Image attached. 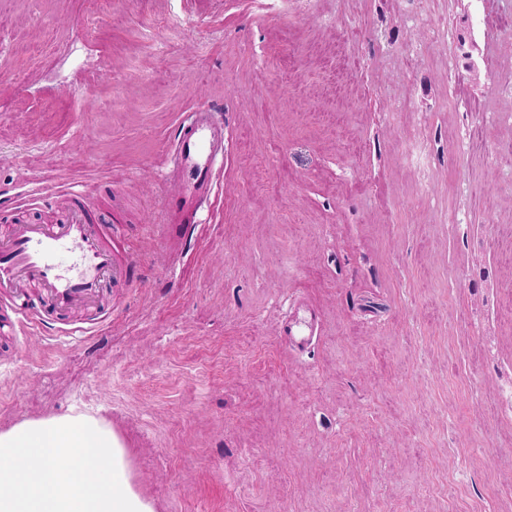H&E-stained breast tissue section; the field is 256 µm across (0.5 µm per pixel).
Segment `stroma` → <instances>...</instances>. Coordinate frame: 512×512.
I'll return each mask as SVG.
<instances>
[{
    "label": "stroma",
    "mask_w": 512,
    "mask_h": 512,
    "mask_svg": "<svg viewBox=\"0 0 512 512\" xmlns=\"http://www.w3.org/2000/svg\"><path fill=\"white\" fill-rule=\"evenodd\" d=\"M73 186L130 277L98 335H0V430L111 424L155 512H512V0H11L0 203ZM211 112H193L182 123L176 141V151L182 166V188L178 196H168L163 203L164 224H170L182 236L191 233L197 220L184 216L193 211L196 200L211 196L214 190L212 170L218 159L224 160V127L209 119Z\"/></svg>",
    "instance_id": "35a3bbf8"
}]
</instances>
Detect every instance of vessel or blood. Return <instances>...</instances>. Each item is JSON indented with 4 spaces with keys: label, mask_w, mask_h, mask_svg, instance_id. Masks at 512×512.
I'll return each instance as SVG.
<instances>
[{
    "label": "vessel or blood",
    "mask_w": 512,
    "mask_h": 512,
    "mask_svg": "<svg viewBox=\"0 0 512 512\" xmlns=\"http://www.w3.org/2000/svg\"><path fill=\"white\" fill-rule=\"evenodd\" d=\"M182 188L163 203L165 221L189 235L196 200L212 195V170L224 154V129L208 113H192L176 141ZM64 215L51 223L14 221L0 237V304L15 324L31 323L63 336L100 331L109 319L103 293L126 278L129 262L112 248V227L95 218L81 192L67 191Z\"/></svg>",
    "instance_id": "b4317fda"
}]
</instances>
